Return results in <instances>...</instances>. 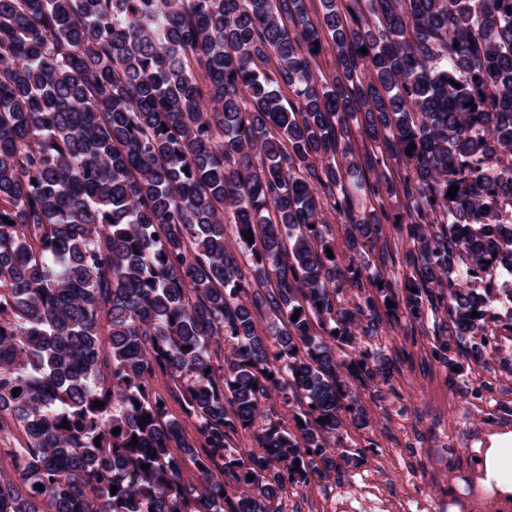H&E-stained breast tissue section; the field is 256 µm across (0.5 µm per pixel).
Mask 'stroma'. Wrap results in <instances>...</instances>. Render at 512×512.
<instances>
[{
  "label": "stroma",
  "instance_id": "1",
  "mask_svg": "<svg viewBox=\"0 0 512 512\" xmlns=\"http://www.w3.org/2000/svg\"><path fill=\"white\" fill-rule=\"evenodd\" d=\"M433 323L411 326L408 318L383 324L378 336H363L359 350L391 363L385 383L361 390L370 422L346 424L343 441L365 452V461L330 481L287 490L281 512H400L412 497L442 512L457 478L469 471L471 453L488 436L512 431V343L486 366L451 370L433 356ZM493 391L495 408L472 414L456 448L441 446L460 411L473 396Z\"/></svg>",
  "mask_w": 512,
  "mask_h": 512
}]
</instances>
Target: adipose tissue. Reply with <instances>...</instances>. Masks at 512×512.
<instances>
[{
	"label": "adipose tissue",
	"instance_id": "obj_1",
	"mask_svg": "<svg viewBox=\"0 0 512 512\" xmlns=\"http://www.w3.org/2000/svg\"><path fill=\"white\" fill-rule=\"evenodd\" d=\"M477 497L512 512V431L490 434L486 447L476 449Z\"/></svg>",
	"mask_w": 512,
	"mask_h": 512
}]
</instances>
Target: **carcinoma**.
I'll return each instance as SVG.
<instances>
[{
	"label": "carcinoma",
	"instance_id": "1",
	"mask_svg": "<svg viewBox=\"0 0 512 512\" xmlns=\"http://www.w3.org/2000/svg\"><path fill=\"white\" fill-rule=\"evenodd\" d=\"M318 2L0 0V512H280L365 460L358 337L512 334V0ZM386 229L388 250L391 254L386 269L392 276L393 274L401 276L406 271L405 253L410 248L409 243L407 238L391 224L387 225Z\"/></svg>",
	"mask_w": 512,
	"mask_h": 512
}]
</instances>
